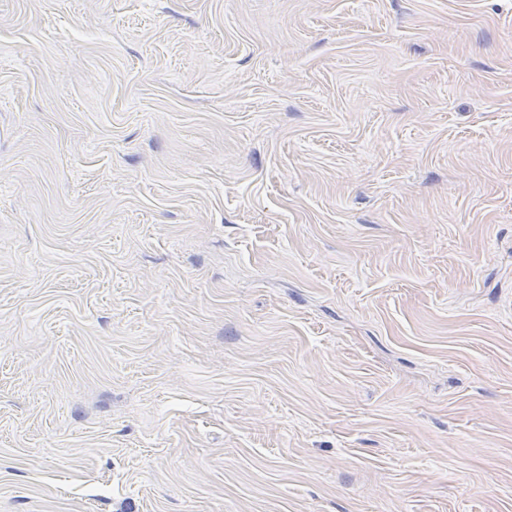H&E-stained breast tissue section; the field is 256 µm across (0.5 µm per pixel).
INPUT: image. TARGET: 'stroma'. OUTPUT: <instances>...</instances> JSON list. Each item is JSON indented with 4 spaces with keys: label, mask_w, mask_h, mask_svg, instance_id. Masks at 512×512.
<instances>
[{
    "label": "stroma",
    "mask_w": 512,
    "mask_h": 512,
    "mask_svg": "<svg viewBox=\"0 0 512 512\" xmlns=\"http://www.w3.org/2000/svg\"><path fill=\"white\" fill-rule=\"evenodd\" d=\"M0 512H512V0H0Z\"/></svg>",
    "instance_id": "stroma-1"
}]
</instances>
